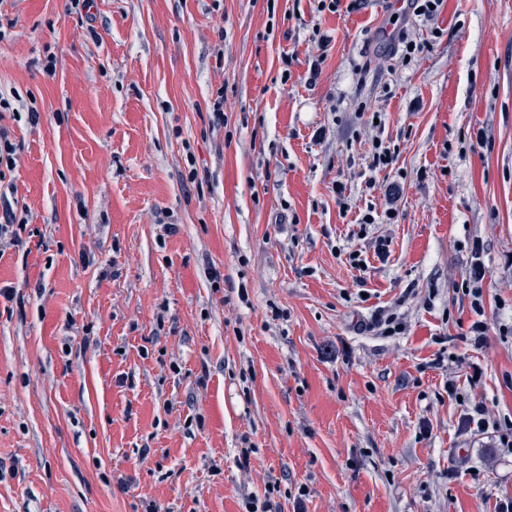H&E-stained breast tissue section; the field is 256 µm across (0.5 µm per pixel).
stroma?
Listing matches in <instances>:
<instances>
[{"mask_svg": "<svg viewBox=\"0 0 512 512\" xmlns=\"http://www.w3.org/2000/svg\"><path fill=\"white\" fill-rule=\"evenodd\" d=\"M391 16L388 0H0L17 106L0 210L22 224L0 248V512L512 498V453L461 429L477 402L512 421V0H445L439 38L409 27L431 46L406 66ZM316 25L333 41L312 85ZM374 111L400 148L376 171ZM390 205L394 223L360 230ZM381 310L401 333L366 330ZM482 251L481 243L474 241L472 247V262L468 273V284L472 288H468V293L472 296V307L478 316H483V289L477 284L481 283L485 276L486 271L480 262V254Z\"/></svg>", "mask_w": 512, "mask_h": 512, "instance_id": "obj_1", "label": "stroma"}]
</instances>
